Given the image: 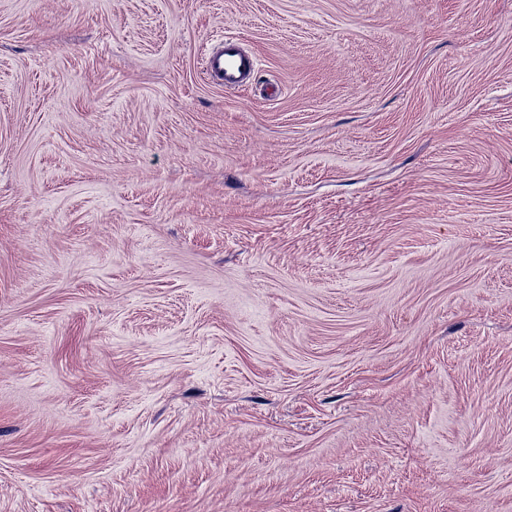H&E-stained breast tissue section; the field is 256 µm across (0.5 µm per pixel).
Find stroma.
Instances as JSON below:
<instances>
[{
    "mask_svg": "<svg viewBox=\"0 0 512 512\" xmlns=\"http://www.w3.org/2000/svg\"><path fill=\"white\" fill-rule=\"evenodd\" d=\"M0 512H512V0H0ZM258 71V59L236 37H224V41L211 50L206 61L207 78L225 88L248 85Z\"/></svg>",
    "mask_w": 512,
    "mask_h": 512,
    "instance_id": "35a3bbf8",
    "label": "stroma"
}]
</instances>
